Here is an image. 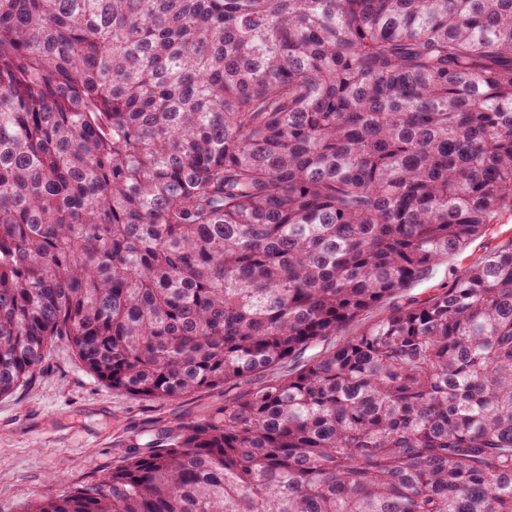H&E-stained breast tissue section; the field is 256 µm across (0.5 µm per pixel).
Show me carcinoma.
<instances>
[{"instance_id": "1", "label": "carcinoma", "mask_w": 512, "mask_h": 512, "mask_svg": "<svg viewBox=\"0 0 512 512\" xmlns=\"http://www.w3.org/2000/svg\"><path fill=\"white\" fill-rule=\"evenodd\" d=\"M505 209L512 0H0V397L278 372L22 512H512ZM511 243L512 210H507L498 216L494 224H488L484 232L474 238L464 250L430 267L420 280L412 283L388 300L380 309L369 314L367 320H373L393 307L406 305L412 300L425 299L437 290L451 287L456 278L468 267Z\"/></svg>"}]
</instances>
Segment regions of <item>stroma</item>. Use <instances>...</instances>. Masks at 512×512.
I'll use <instances>...</instances> for the list:
<instances>
[{
    "label": "stroma",
    "instance_id": "35a3bbf8",
    "mask_svg": "<svg viewBox=\"0 0 512 512\" xmlns=\"http://www.w3.org/2000/svg\"><path fill=\"white\" fill-rule=\"evenodd\" d=\"M512 243V210L461 252L430 267L390 300L397 307L451 287L471 265ZM232 388L153 402L112 390L86 370L68 345L57 346L33 383L0 399V512L59 495L120 465L126 449L142 446L176 423L195 421L235 396Z\"/></svg>",
    "mask_w": 512,
    "mask_h": 512
}]
</instances>
